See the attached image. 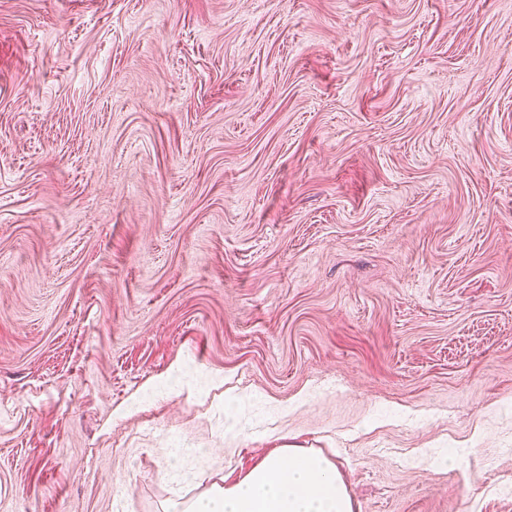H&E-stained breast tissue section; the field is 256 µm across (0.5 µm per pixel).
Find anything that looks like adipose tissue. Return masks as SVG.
I'll return each mask as SVG.
<instances>
[{
	"mask_svg": "<svg viewBox=\"0 0 512 512\" xmlns=\"http://www.w3.org/2000/svg\"><path fill=\"white\" fill-rule=\"evenodd\" d=\"M183 512H354V503L327 457L286 445L239 480L211 483Z\"/></svg>",
	"mask_w": 512,
	"mask_h": 512,
	"instance_id": "adipose-tissue-1",
	"label": "adipose tissue"
}]
</instances>
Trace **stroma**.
<instances>
[{
	"label": "stroma",
	"instance_id": "35a3bbf8",
	"mask_svg": "<svg viewBox=\"0 0 512 512\" xmlns=\"http://www.w3.org/2000/svg\"><path fill=\"white\" fill-rule=\"evenodd\" d=\"M287 444L512 512V0H0V512Z\"/></svg>",
	"mask_w": 512,
	"mask_h": 512
}]
</instances>
